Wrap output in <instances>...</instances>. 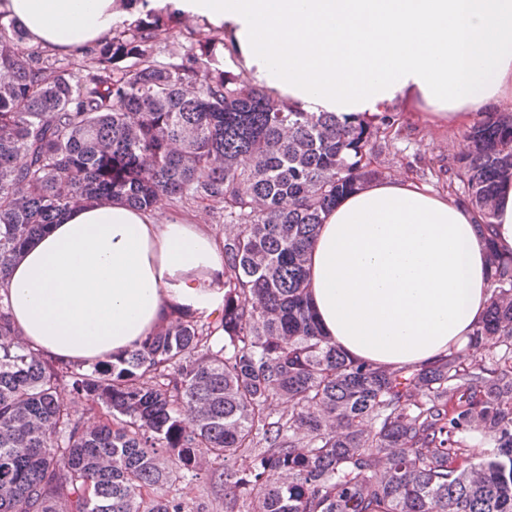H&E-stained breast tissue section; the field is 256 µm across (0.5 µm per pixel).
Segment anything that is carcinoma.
<instances>
[{"label": "carcinoma", "mask_w": 512, "mask_h": 512, "mask_svg": "<svg viewBox=\"0 0 512 512\" xmlns=\"http://www.w3.org/2000/svg\"><path fill=\"white\" fill-rule=\"evenodd\" d=\"M178 24L166 8L123 22L75 71L0 14V280L75 207L208 202L224 225L223 308L172 310L121 356L23 349L0 294V512H209L172 494L203 455L224 462V512H512V254L489 250L466 348L419 368L350 358L309 307L307 253L324 214L383 175L372 155L397 115L294 110L224 66L223 31L172 41ZM464 137L422 176L487 230L512 113Z\"/></svg>", "instance_id": "obj_1"}]
</instances>
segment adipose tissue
Returning a JSON list of instances; mask_svg holds the SVG:
<instances>
[{"mask_svg":"<svg viewBox=\"0 0 512 512\" xmlns=\"http://www.w3.org/2000/svg\"><path fill=\"white\" fill-rule=\"evenodd\" d=\"M223 28L230 65L304 112L371 118L414 98L424 127L469 125L512 102V0H170ZM32 41L73 54L132 19L118 0H0ZM478 214L413 176L371 181L325 216L308 258L311 304L351 357L418 367L464 348L490 298L487 246L512 251V179L489 236ZM6 300L30 350L91 363L124 354L168 310L224 302L221 240L201 211L121 200L68 211L11 262Z\"/></svg>","mask_w":512,"mask_h":512,"instance_id":"ef3b65f1","label":"adipose tissue"}]
</instances>
